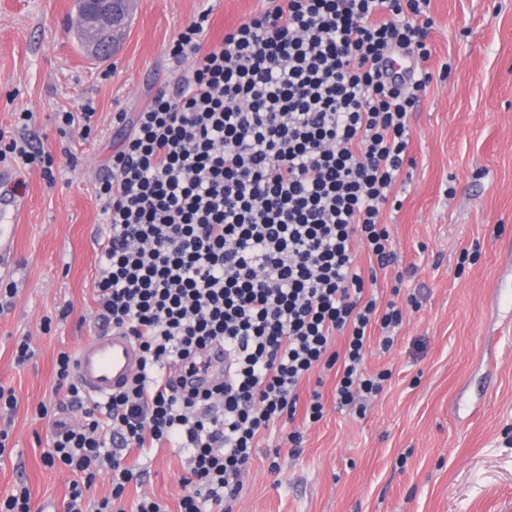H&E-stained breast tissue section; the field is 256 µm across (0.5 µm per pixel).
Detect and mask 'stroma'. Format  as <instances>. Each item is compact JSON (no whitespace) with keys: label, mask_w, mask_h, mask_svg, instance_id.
I'll list each match as a JSON object with an SVG mask.
<instances>
[{"label":"stroma","mask_w":512,"mask_h":512,"mask_svg":"<svg viewBox=\"0 0 512 512\" xmlns=\"http://www.w3.org/2000/svg\"><path fill=\"white\" fill-rule=\"evenodd\" d=\"M268 5L134 0L119 49L93 63L73 40L75 0H0V130H13L16 112H33L27 133L57 164L55 185L36 169L0 185L28 200L14 252L0 262V279L18 288L0 312V384L17 399L14 413L0 411L9 434L0 498L22 484L33 512H61L73 479L45 465L49 422L36 410L65 398L58 353L100 329L91 294L107 227L94 185L120 143L113 113L138 111L178 80L168 46L199 11L212 10L205 45L217 48ZM430 16L435 78L409 116L413 163L393 189L402 206L383 211L399 262L378 274L382 298L400 272L402 296L421 305L404 304L390 349L371 340L367 369L392 377L364 414L337 406L334 373L306 382L323 395V418L293 422L299 453L279 435L260 440L233 512H512V315L489 297L497 282L512 284V0H430ZM81 103L94 109L93 136H61L58 113ZM23 339L34 356L20 367ZM274 459L280 471H270ZM127 463L137 476L128 503L147 496L177 512L187 467L179 449Z\"/></svg>","instance_id":"obj_1"}]
</instances>
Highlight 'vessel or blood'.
I'll return each instance as SVG.
<instances>
[{"instance_id": "b4317fda", "label": "vessel or blood", "mask_w": 512, "mask_h": 512, "mask_svg": "<svg viewBox=\"0 0 512 512\" xmlns=\"http://www.w3.org/2000/svg\"><path fill=\"white\" fill-rule=\"evenodd\" d=\"M27 209L25 198L0 195V256L9 252L15 224ZM141 352L125 331L112 329L87 337L76 351V377L96 401L124 390L137 372Z\"/></svg>"}]
</instances>
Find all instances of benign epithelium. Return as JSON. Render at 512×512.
Masks as SVG:
<instances>
[{"instance_id": "1", "label": "benign epithelium", "mask_w": 512, "mask_h": 512, "mask_svg": "<svg viewBox=\"0 0 512 512\" xmlns=\"http://www.w3.org/2000/svg\"><path fill=\"white\" fill-rule=\"evenodd\" d=\"M77 10V28L94 56L109 53L125 32L129 21L128 0H82Z\"/></svg>"}]
</instances>
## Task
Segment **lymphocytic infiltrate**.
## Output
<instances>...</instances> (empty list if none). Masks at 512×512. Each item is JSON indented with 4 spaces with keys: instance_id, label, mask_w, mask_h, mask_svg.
Returning a JSON list of instances; mask_svg holds the SVG:
<instances>
[{
    "instance_id": "1",
    "label": "lymphocytic infiltrate",
    "mask_w": 512,
    "mask_h": 512,
    "mask_svg": "<svg viewBox=\"0 0 512 512\" xmlns=\"http://www.w3.org/2000/svg\"><path fill=\"white\" fill-rule=\"evenodd\" d=\"M429 4L274 0L212 50L203 9L169 48L174 64L196 57L191 72L115 114L126 134L97 181L109 232L93 299L101 328L124 329L142 360L100 403L59 353L67 400L38 413L51 423L45 464L73 475L64 512H126L125 456L164 445L188 456L179 512H230L259 440L296 414L322 419V393L300 396L313 370H334L341 407L382 391L391 373L367 371L365 354L374 336L390 349L403 321V278L387 304L377 294L396 256L382 218L401 206L408 116L434 78ZM397 50L414 63L410 80L387 74ZM32 118L17 113L16 133H0V162L50 178L53 155L26 134ZM216 343L228 373L204 386ZM103 470L111 488L97 496Z\"/></svg>"
}]
</instances>
